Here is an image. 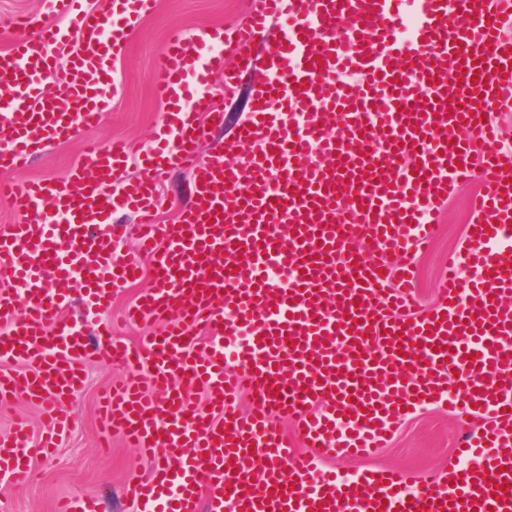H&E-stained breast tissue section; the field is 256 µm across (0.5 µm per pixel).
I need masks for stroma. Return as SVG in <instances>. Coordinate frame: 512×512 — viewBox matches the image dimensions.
<instances>
[{
  "label": "stroma",
  "mask_w": 512,
  "mask_h": 512,
  "mask_svg": "<svg viewBox=\"0 0 512 512\" xmlns=\"http://www.w3.org/2000/svg\"><path fill=\"white\" fill-rule=\"evenodd\" d=\"M251 0H157L155 12L132 31L122 53L112 65L117 93L103 114L100 125L78 132L67 142L49 146L26 170L33 179L65 180L85 150L113 138H131L151 143L161 124L165 106L152 90L154 63L168 31L178 27L186 34L202 29H232L246 20ZM255 79L243 80L225 96L222 109L224 127L211 131L202 152L220 147L226 162H235L239 152L235 133L252 110ZM477 179L456 185L438 215L437 239L426 252L412 258L415 271V300L427 309L438 300L437 284L445 273L450 251L459 249L466 226L472 220ZM191 177L188 171H172L160 186V222L174 220L178 209L190 201ZM86 381L77 396L65 406L71 418V432L56 452L34 461V478L24 485L0 484V501L8 512H55L59 500L90 496L99 512H137L121 496L123 485L148 478L152 463L134 448L113 437L111 447L100 445L98 421L100 392L119 380L124 369L94 357L82 362ZM28 426L33 436L45 433L47 426L39 409L25 396L0 404V435L9 434L16 424ZM471 421L444 404H432L409 415L396 428L386 447L368 456H346L323 462L326 470L348 474L367 468H393L400 471L447 472L454 463L453 450Z\"/></svg>",
  "instance_id": "1"
}]
</instances>
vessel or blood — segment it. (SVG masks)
Here are the masks:
<instances>
[{"mask_svg":"<svg viewBox=\"0 0 512 512\" xmlns=\"http://www.w3.org/2000/svg\"><path fill=\"white\" fill-rule=\"evenodd\" d=\"M51 2L52 20L22 18L25 35L0 52L1 174L99 123L116 91L110 57L155 8ZM274 20L285 33L238 127L242 161L200 158L223 122L219 91L252 74ZM509 26L512 0H252L224 53L211 52V31L169 33L156 143L90 148L65 184L0 183L25 215L0 226V402L27 396L50 432L36 443L19 425L0 437V481L24 482L53 447L92 353L132 370L103 396L101 422L155 462L127 488L139 512H512V151L498 119L512 109ZM179 167L192 199L158 223V185ZM477 167L464 250L448 256L440 302L414 311L410 260ZM124 207L140 214L149 268L116 249L112 214ZM147 272L156 286L127 317L157 331L137 348L108 330L89 343L93 316ZM75 283L83 319L66 314ZM15 362L33 369L9 371ZM438 402L481 422L446 474L318 471L370 454ZM282 415L309 456L297 457Z\"/></svg>","mask_w":512,"mask_h":512,"instance_id":"vessel-or-blood-1","label":"vessel or blood"}]
</instances>
